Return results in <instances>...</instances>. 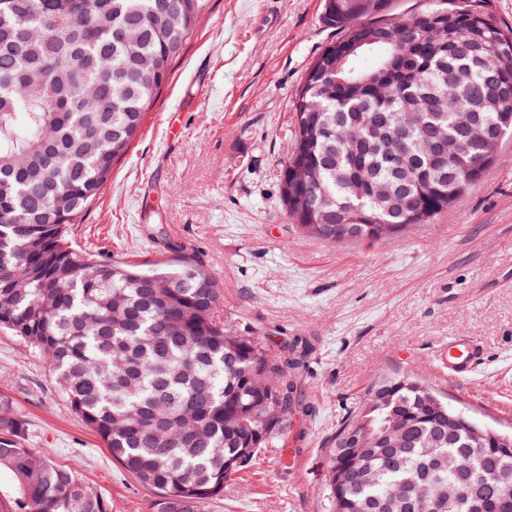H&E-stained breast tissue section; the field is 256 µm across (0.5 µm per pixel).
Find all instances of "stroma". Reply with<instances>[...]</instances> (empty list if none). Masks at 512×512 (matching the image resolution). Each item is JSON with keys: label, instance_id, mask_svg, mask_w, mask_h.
I'll return each mask as SVG.
<instances>
[{"label": "stroma", "instance_id": "35a3bbf8", "mask_svg": "<svg viewBox=\"0 0 512 512\" xmlns=\"http://www.w3.org/2000/svg\"><path fill=\"white\" fill-rule=\"evenodd\" d=\"M323 0H210L129 153L68 236L96 258L147 265L185 245L222 272L230 334L296 336L312 349L299 385L311 415L260 449L210 512H322L323 446L343 405L413 371L477 420L512 426V140L461 203L399 240L331 245L289 223L280 197L292 104L316 56L339 38ZM473 337L486 360L465 381L436 359ZM50 451L100 490L111 512L153 499L68 409L44 359L0 331V396Z\"/></svg>", "mask_w": 512, "mask_h": 512}]
</instances>
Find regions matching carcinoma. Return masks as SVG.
I'll use <instances>...</instances> for the list:
<instances>
[{
  "instance_id": "1",
  "label": "carcinoma",
  "mask_w": 512,
  "mask_h": 512,
  "mask_svg": "<svg viewBox=\"0 0 512 512\" xmlns=\"http://www.w3.org/2000/svg\"><path fill=\"white\" fill-rule=\"evenodd\" d=\"M208 0H0V328L42 353L71 412L155 495L208 512L302 404L298 345L224 332L222 275L183 247L147 267L73 246ZM341 31L293 102L288 218L329 244L401 237L457 206L512 136V29L478 0H324ZM125 28L124 43L112 39ZM342 44L358 48L346 56ZM459 143L438 164L431 142ZM0 401L9 512H110ZM325 512H512V434L411 371L343 408Z\"/></svg>"
}]
</instances>
